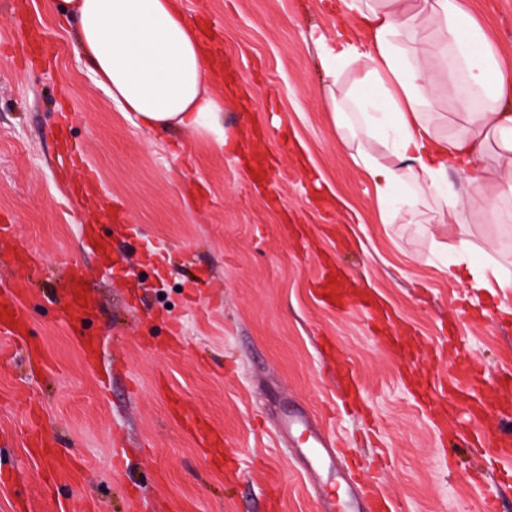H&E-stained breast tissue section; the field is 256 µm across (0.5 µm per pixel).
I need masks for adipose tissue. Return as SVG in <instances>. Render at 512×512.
<instances>
[{
	"label": "adipose tissue",
	"instance_id": "adipose-tissue-1",
	"mask_svg": "<svg viewBox=\"0 0 512 512\" xmlns=\"http://www.w3.org/2000/svg\"><path fill=\"white\" fill-rule=\"evenodd\" d=\"M62 22L75 23L78 45L98 86L123 112L148 129H215L222 106L209 92L220 66L187 20L181 0H56ZM357 30L335 45L325 35L326 76L339 81L355 73L353 85L327 107L338 145L355 148L371 178L378 206L404 197L408 208L388 220L411 224L422 198L437 204L438 222L463 224L486 208L488 171L483 165L489 137L512 156V70L503 67L485 32L459 0H341ZM447 66L448 97L468 86L483 101L468 125L440 135L430 113L436 100L431 74ZM463 189H448L449 173Z\"/></svg>",
	"mask_w": 512,
	"mask_h": 512
}]
</instances>
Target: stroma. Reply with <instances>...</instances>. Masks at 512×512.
<instances>
[{
  "mask_svg": "<svg viewBox=\"0 0 512 512\" xmlns=\"http://www.w3.org/2000/svg\"><path fill=\"white\" fill-rule=\"evenodd\" d=\"M512 66V0H462ZM227 67L211 94L230 141L210 131L138 127L96 86L48 0H0V302L28 282L23 341L0 333V512H320V489L380 484L398 512H512L505 463L455 442L512 433V288L452 282L460 240L512 275V200L439 226L433 201L413 224L383 223L374 187L336 145L314 38L335 39L340 0H183ZM52 42L28 54L27 32ZM97 173L78 198L65 155ZM110 245L101 256L97 240ZM96 300L71 323L64 261ZM350 273L378 319L317 293ZM180 334L170 338L169 323ZM480 369L489 414L424 403L416 384L447 376L449 336ZM200 415L202 443L181 418ZM289 412L351 443L362 468L335 459L312 474L283 431ZM49 444L30 447L32 432ZM456 471H449V458ZM75 458L77 477L56 461Z\"/></svg>",
  "mask_w": 512,
  "mask_h": 512,
  "instance_id": "stroma-1",
  "label": "stroma"
}]
</instances>
